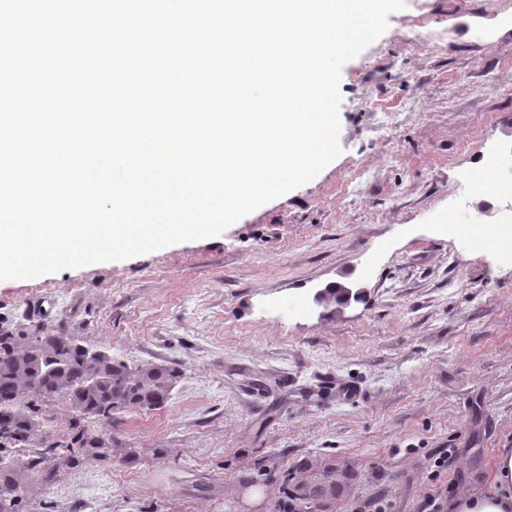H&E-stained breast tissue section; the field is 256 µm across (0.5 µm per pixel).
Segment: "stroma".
Listing matches in <instances>:
<instances>
[{"label": "stroma", "instance_id": "35a3bbf8", "mask_svg": "<svg viewBox=\"0 0 512 512\" xmlns=\"http://www.w3.org/2000/svg\"><path fill=\"white\" fill-rule=\"evenodd\" d=\"M388 20L342 70V153L313 180L215 237L0 281L26 334L183 371L165 407L114 415L133 462L67 471L29 512H274L285 474L333 482L325 512L487 487L512 449V240L471 232L500 201L464 186L512 138V0ZM338 281L365 293L333 315L313 296Z\"/></svg>", "mask_w": 512, "mask_h": 512}]
</instances>
